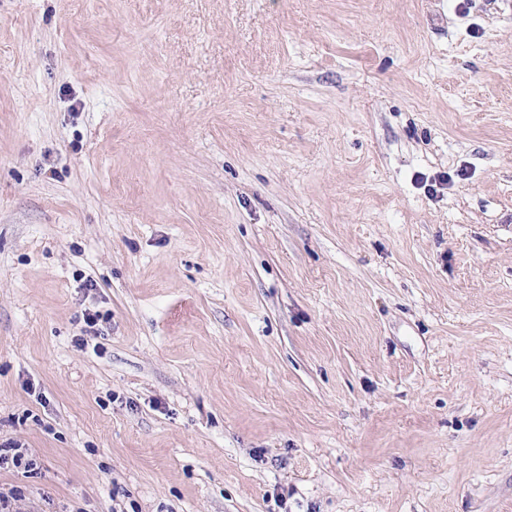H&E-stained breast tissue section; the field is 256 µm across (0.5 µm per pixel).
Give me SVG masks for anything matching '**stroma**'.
Returning <instances> with one entry per match:
<instances>
[{
  "label": "stroma",
  "instance_id": "stroma-1",
  "mask_svg": "<svg viewBox=\"0 0 512 512\" xmlns=\"http://www.w3.org/2000/svg\"><path fill=\"white\" fill-rule=\"evenodd\" d=\"M7 440L23 512H512V0H0ZM0 469L12 466L14 468L30 469L34 462L32 459L25 458L26 451L22 450V444L9 441L0 444Z\"/></svg>",
  "mask_w": 512,
  "mask_h": 512
}]
</instances>
